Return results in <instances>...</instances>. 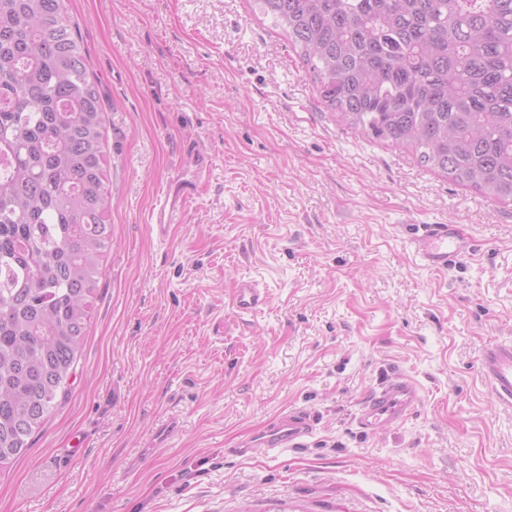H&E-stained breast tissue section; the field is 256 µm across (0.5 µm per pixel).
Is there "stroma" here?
<instances>
[{"label":"stroma","instance_id":"stroma-1","mask_svg":"<svg viewBox=\"0 0 512 512\" xmlns=\"http://www.w3.org/2000/svg\"><path fill=\"white\" fill-rule=\"evenodd\" d=\"M64 5L102 102L112 242L69 394L0 473V512H512V409L480 374L512 341V201L328 111L253 0ZM192 148L210 168L159 240ZM449 223L479 249L430 269L413 228ZM245 277L267 302L240 317ZM401 375L420 407L359 433L360 400ZM289 408L316 418L305 447L237 454Z\"/></svg>","mask_w":512,"mask_h":512}]
</instances>
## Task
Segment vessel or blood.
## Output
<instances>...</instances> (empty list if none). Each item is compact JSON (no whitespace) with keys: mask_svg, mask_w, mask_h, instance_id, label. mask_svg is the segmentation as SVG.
<instances>
[{"mask_svg":"<svg viewBox=\"0 0 512 512\" xmlns=\"http://www.w3.org/2000/svg\"><path fill=\"white\" fill-rule=\"evenodd\" d=\"M193 178L179 180L156 206L151 228L159 239H166L173 224L177 223L187 201L200 193L202 176L208 169V159L194 153ZM415 254L426 266L434 270L470 255L473 242L456 224H426L420 235L411 241ZM267 292L252 279L240 280L234 290L232 307L237 315L256 312L265 305ZM481 373L496 400L512 407V342L486 347L481 355ZM420 388L408 378L385 381L375 387L361 403L355 421L359 429L373 434L397 426L418 409ZM315 421L306 411L292 409L280 413L255 434L251 441L242 443L240 453H248L253 445L268 448H298L313 434Z\"/></svg>","mask_w":512,"mask_h":512,"instance_id":"b4317fda","label":"vessel or blood"}]
</instances>
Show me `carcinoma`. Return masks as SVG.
Here are the masks:
<instances>
[{
	"label": "carcinoma",
	"instance_id": "carcinoma-1",
	"mask_svg": "<svg viewBox=\"0 0 512 512\" xmlns=\"http://www.w3.org/2000/svg\"><path fill=\"white\" fill-rule=\"evenodd\" d=\"M322 104L512 199V0H253ZM103 108L63 0H0V471L80 356L112 241Z\"/></svg>",
	"mask_w": 512,
	"mask_h": 512
}]
</instances>
